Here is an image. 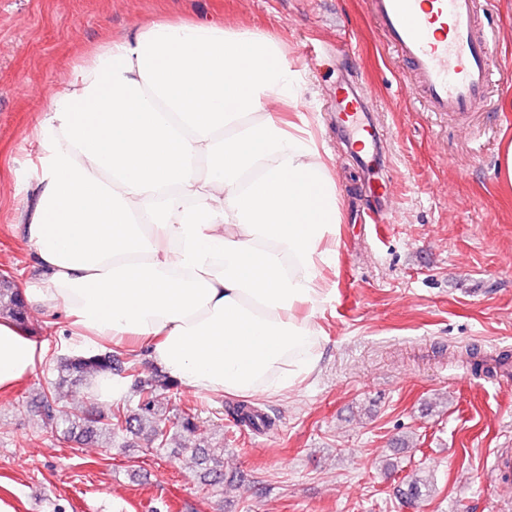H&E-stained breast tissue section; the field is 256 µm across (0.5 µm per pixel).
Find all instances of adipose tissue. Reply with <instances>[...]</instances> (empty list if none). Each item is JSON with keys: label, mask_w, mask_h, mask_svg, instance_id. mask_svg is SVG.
Listing matches in <instances>:
<instances>
[{"label": "adipose tissue", "mask_w": 512, "mask_h": 512, "mask_svg": "<svg viewBox=\"0 0 512 512\" xmlns=\"http://www.w3.org/2000/svg\"><path fill=\"white\" fill-rule=\"evenodd\" d=\"M280 40L158 11L87 46L37 122L17 222L63 347L145 349L197 394L282 395L321 362L336 183L301 126ZM43 341L0 320V390Z\"/></svg>", "instance_id": "1"}]
</instances>
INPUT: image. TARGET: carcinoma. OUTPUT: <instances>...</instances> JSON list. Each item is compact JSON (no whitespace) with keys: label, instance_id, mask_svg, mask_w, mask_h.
Wrapping results in <instances>:
<instances>
[{"label":"carcinoma","instance_id":"cac0c4a2","mask_svg":"<svg viewBox=\"0 0 512 512\" xmlns=\"http://www.w3.org/2000/svg\"><path fill=\"white\" fill-rule=\"evenodd\" d=\"M0 312L5 314L15 324L28 330L32 329L29 319L28 302L23 291L14 287V276L10 272L0 274ZM509 360V354L502 353L496 357H480L472 350H466V362L472 367L474 373L483 372L491 374L494 367L491 363L497 364ZM116 371L112 363V353L109 350H102L96 354L84 356L73 355L62 357L59 361V380L82 382L87 378L99 375H112ZM178 387L175 380L165 376L157 375L153 382L139 386L138 400L135 406L118 405L107 416L97 415L89 410L81 414L62 416L60 410V396L56 389V383L49 381L46 387L42 388L40 395V408L45 423L66 442H77L88 440L101 433L109 437H122L127 433L138 434L147 431V439L150 447L157 450L166 448L170 430L167 429L165 420L160 418L155 409L154 397L156 392L170 391ZM233 414L243 422L252 425H269V421L256 410L244 405L233 409ZM198 409L188 407L182 411L177 419L175 427L181 433L191 434L196 429ZM191 456L197 458L201 466V479L211 485H216L222 480L221 456L202 448L188 449Z\"/></svg>","mask_w":512,"mask_h":512}]
</instances>
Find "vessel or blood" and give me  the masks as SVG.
Returning <instances> with one entry per match:
<instances>
[{
  "label": "vessel or blood",
  "instance_id": "b4317fda",
  "mask_svg": "<svg viewBox=\"0 0 512 512\" xmlns=\"http://www.w3.org/2000/svg\"><path fill=\"white\" fill-rule=\"evenodd\" d=\"M487 11V0H368L370 16L405 62L427 110L459 117L489 107L490 89L497 82L491 65L494 31L484 23ZM335 109L337 131L355 129L362 162L384 157L386 137L360 88L338 87ZM386 192V183L371 185L374 203L363 211L365 223H389L380 204Z\"/></svg>",
  "mask_w": 512,
  "mask_h": 512
}]
</instances>
